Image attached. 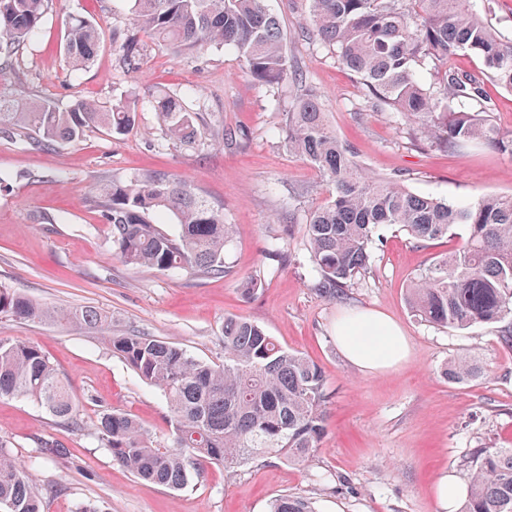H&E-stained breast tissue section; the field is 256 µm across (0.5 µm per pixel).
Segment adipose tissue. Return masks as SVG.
<instances>
[{"instance_id": "obj_1", "label": "adipose tissue", "mask_w": 512, "mask_h": 512, "mask_svg": "<svg viewBox=\"0 0 512 512\" xmlns=\"http://www.w3.org/2000/svg\"><path fill=\"white\" fill-rule=\"evenodd\" d=\"M335 340L351 365L368 371L387 369L408 352L401 329L376 313H354L337 319Z\"/></svg>"}]
</instances>
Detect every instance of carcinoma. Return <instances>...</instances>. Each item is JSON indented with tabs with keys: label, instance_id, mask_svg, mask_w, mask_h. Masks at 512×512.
<instances>
[{
	"label": "carcinoma",
	"instance_id": "carcinoma-1",
	"mask_svg": "<svg viewBox=\"0 0 512 512\" xmlns=\"http://www.w3.org/2000/svg\"><path fill=\"white\" fill-rule=\"evenodd\" d=\"M126 28L112 38L113 53L132 70L147 33L182 57L209 47L230 48L257 85L290 84L297 94L283 132L289 151L325 177L326 202L306 214L313 288L334 298L370 264L386 226L418 241L467 228L464 245L436 256L406 293L413 316L444 329H467L512 316V195H487L449 204L408 191L397 177L363 171L349 146L329 126L321 95L303 85L290 64L278 19L266 0H129ZM49 0H0V64L10 66L40 29ZM319 44L334 54L365 91L373 110L412 126L415 142L444 149L481 141L512 156V133L488 121L491 81L512 92V26L493 21L495 0H304ZM100 28L70 19L65 53L72 70L93 62ZM470 51L483 68H455L452 57ZM432 77L424 83L419 72ZM187 88L152 95L162 139L196 149L206 144L186 100ZM139 95L126 91L108 109L76 95L64 109L43 101L27 112L0 100V131H19L46 148L79 139L95 128L124 135L135 127ZM97 206L112 246L133 268L222 274L232 225L185 180L167 172L114 178L95 185ZM20 323L54 322L101 336L145 383L164 393L172 437L158 441L123 413L100 417V445L112 460L153 484L183 489L207 464L232 472L272 458L308 467L320 451L329 402L324 375L302 354L283 348L258 324L224 319V364L207 363L153 336H114L111 318L90 307H47L15 290L0 289V315ZM449 379L475 378L469 357L452 361ZM28 398L52 416L77 423L68 385L39 347L0 339V397ZM461 467L468 494L459 512H512V448H471ZM31 474L0 441V512H40ZM268 512H315L294 495L275 498Z\"/></svg>",
	"mask_w": 512,
	"mask_h": 512
}]
</instances>
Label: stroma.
<instances>
[{"label": "stroma", "instance_id": "1", "mask_svg": "<svg viewBox=\"0 0 512 512\" xmlns=\"http://www.w3.org/2000/svg\"><path fill=\"white\" fill-rule=\"evenodd\" d=\"M266 6L281 20L291 63L320 93L327 120L365 171L403 176L411 192L451 203L512 194L511 156L478 143L454 152L413 145L391 113L365 111L360 84L307 40L309 19L298 0ZM128 10L127 0H50L37 38L0 71V98L23 104L63 106L78 90L108 107L132 84L141 98L137 125L119 138L91 129L78 142L45 148L0 132V286L47 305L103 309L113 334L155 336L216 364L224 361L225 318H247L321 368L330 393L328 430L306 468L276 458L230 473L212 465L181 490L140 480L101 448L96 424L103 414L124 413L152 437H170L164 395L97 334L0 316V337L40 347L77 408L71 425L33 401L0 399V440L30 465L43 512H77L85 504L102 512H268L283 494L311 499L317 512H444L437 482L459 474L468 449L512 447V349L502 342L501 324L436 328L417 320L406 303L411 278L433 256L460 248L465 226L423 243L388 227L345 296H321L304 223L308 210L325 202L327 187L318 169L283 142L291 87L251 83L230 49L177 58L149 36L138 68L122 70L112 32L124 27ZM74 16L94 18L102 32L93 63L79 71L64 54ZM189 85L199 94L188 105L211 141L199 151L162 141L149 103L156 90ZM146 171L176 174L223 207L233 228L228 272L193 277L135 269L115 255L92 187ZM280 237L286 258L278 263L266 246ZM246 277L262 283L249 299L239 291ZM359 311H379L399 324L406 360L380 373L345 360L334 339L336 320ZM460 355L476 358L478 379H448L445 369ZM47 442L60 444L62 455L39 456Z\"/></svg>", "mask_w": 512, "mask_h": 512}]
</instances>
